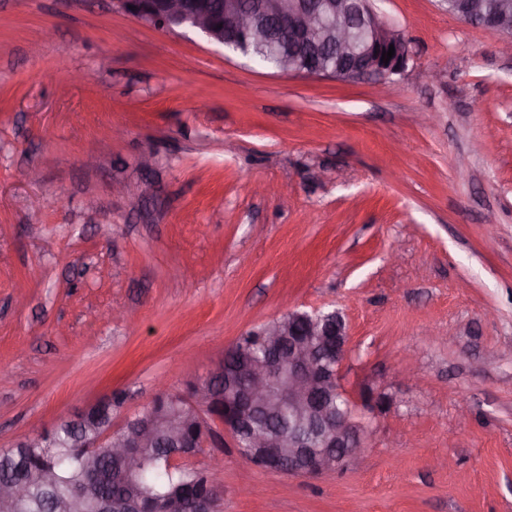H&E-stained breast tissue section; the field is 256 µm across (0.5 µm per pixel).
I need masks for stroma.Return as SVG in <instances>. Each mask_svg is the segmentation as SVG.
<instances>
[{"mask_svg": "<svg viewBox=\"0 0 512 512\" xmlns=\"http://www.w3.org/2000/svg\"><path fill=\"white\" fill-rule=\"evenodd\" d=\"M374 6L413 51L383 85L0 0V448L335 310L364 451L305 478L225 438L193 460L221 512H512V57L445 0Z\"/></svg>", "mask_w": 512, "mask_h": 512, "instance_id": "35a3bbf8", "label": "stroma"}]
</instances>
